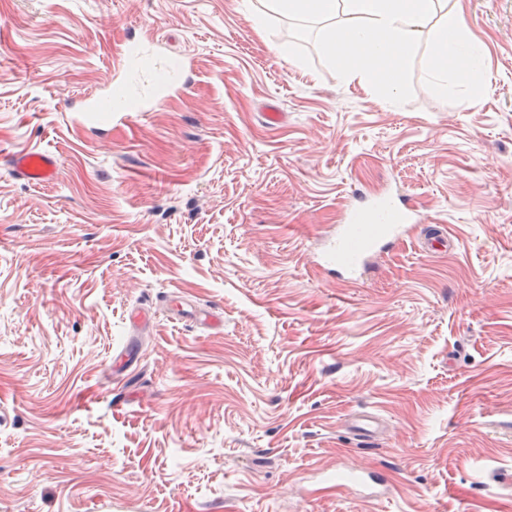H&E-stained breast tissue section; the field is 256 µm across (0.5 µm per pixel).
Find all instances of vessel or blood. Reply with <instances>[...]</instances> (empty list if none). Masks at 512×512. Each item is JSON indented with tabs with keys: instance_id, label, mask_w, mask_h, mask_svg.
Returning a JSON list of instances; mask_svg holds the SVG:
<instances>
[{
	"instance_id": "vessel-or-blood-1",
	"label": "vessel or blood",
	"mask_w": 512,
	"mask_h": 512,
	"mask_svg": "<svg viewBox=\"0 0 512 512\" xmlns=\"http://www.w3.org/2000/svg\"><path fill=\"white\" fill-rule=\"evenodd\" d=\"M79 110L86 120L95 116L111 119L116 110L115 97L108 93L86 98ZM0 165L35 185L54 183L61 168L55 153L38 149L1 155ZM417 220L416 210L404 200L386 198L367 208L348 209L344 224L329 236L320 264L362 276L373 266L375 256L399 245Z\"/></svg>"
}]
</instances>
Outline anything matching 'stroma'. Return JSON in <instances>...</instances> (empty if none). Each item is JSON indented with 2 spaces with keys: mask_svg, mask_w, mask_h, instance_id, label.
Masks as SVG:
<instances>
[{
  "mask_svg": "<svg viewBox=\"0 0 512 512\" xmlns=\"http://www.w3.org/2000/svg\"><path fill=\"white\" fill-rule=\"evenodd\" d=\"M256 4L0 0V153L61 160L0 166V512H512V0H448L483 87L436 78L425 34L397 96L335 76L329 21L258 31ZM130 43L181 79L79 122ZM357 190L423 221L353 282L315 261ZM441 225L455 249L422 253ZM0 163L16 176L35 185L54 183L61 168L60 159L55 153L38 149L1 154ZM171 303H175V307L173 308L172 317L173 320H191L192 322L206 325L208 327H219L223 322V315L220 311V308L217 306H211L209 309L205 310L200 315H195L194 317H189L185 312H188L184 309V305L187 304L179 301L175 302L174 300H170Z\"/></svg>",
  "mask_w": 512,
  "mask_h": 512,
  "instance_id": "stroma-1",
  "label": "stroma"
}]
</instances>
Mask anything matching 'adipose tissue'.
I'll return each mask as SVG.
<instances>
[{
  "label": "adipose tissue",
  "instance_id": "adipose-tissue-1",
  "mask_svg": "<svg viewBox=\"0 0 512 512\" xmlns=\"http://www.w3.org/2000/svg\"><path fill=\"white\" fill-rule=\"evenodd\" d=\"M252 14L263 28L271 14L333 20L324 36L332 68L342 80L377 84L391 92L401 88L404 68L427 23H434L431 66L438 77L460 72L464 81L482 84L480 62L461 65L462 22L447 0H260Z\"/></svg>",
  "mask_w": 512,
  "mask_h": 512
}]
</instances>
